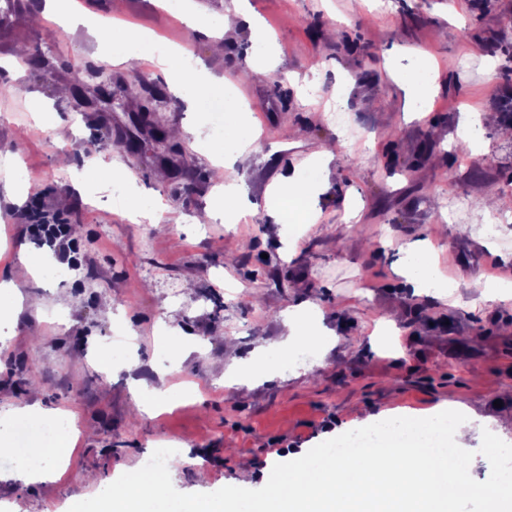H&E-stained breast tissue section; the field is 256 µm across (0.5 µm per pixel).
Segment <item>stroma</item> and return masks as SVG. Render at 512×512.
I'll return each mask as SVG.
<instances>
[{"label": "stroma", "instance_id": "1", "mask_svg": "<svg viewBox=\"0 0 512 512\" xmlns=\"http://www.w3.org/2000/svg\"><path fill=\"white\" fill-rule=\"evenodd\" d=\"M214 16L241 10L277 35L275 66L260 67L248 27L210 38L155 0H77L96 28L69 29L41 17L42 0H22L0 24V279L21 306L0 312V512H68L139 468L153 449H177L170 469L183 493L240 483L264 486L275 464L385 416L428 417L461 408L476 431L512 444V298L493 267L512 268V138L485 127L483 147L462 143L463 114L499 111L498 72L512 51V0L482 10L478 0H198ZM187 50L194 69L222 78L246 124L259 131L246 164L229 173L246 189L252 216L236 224L207 218L222 184L210 141L233 138L207 113L165 104L163 124L186 160L177 172L149 132L132 123L137 74L165 83L156 60L110 63L113 19ZM51 31L61 44L42 67L15 78L9 62ZM321 69L302 87L307 62ZM112 78V105L76 111L59 87ZM433 78L425 113L411 111L397 75ZM342 100L345 126L330 117ZM139 136L131 155L108 128ZM329 149L327 188L315 202L321 234L271 223L267 189ZM108 163L123 180L87 182ZM359 202L346 221V200ZM67 220L85 261L71 269L52 255L31 275L20 250H41L25 220L31 201ZM155 211L137 222L130 205ZM433 251L442 288L412 287L400 273L412 250ZM315 306L312 339L286 343L285 313ZM173 323L193 350L168 347ZM342 336L326 346L325 332ZM167 390L152 419L136 410L134 383ZM74 414L80 434L59 480L14 479L9 452L15 409Z\"/></svg>", "mask_w": 512, "mask_h": 512}]
</instances>
